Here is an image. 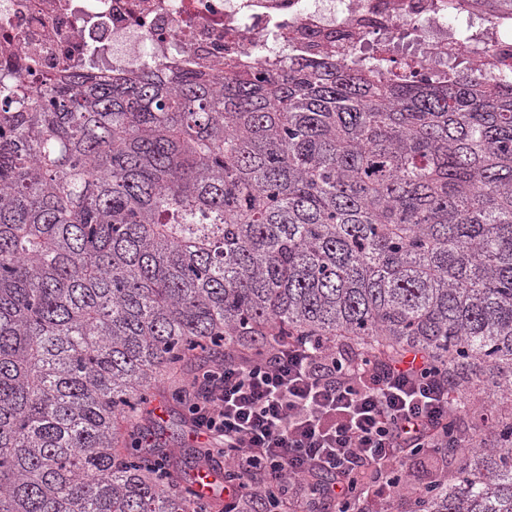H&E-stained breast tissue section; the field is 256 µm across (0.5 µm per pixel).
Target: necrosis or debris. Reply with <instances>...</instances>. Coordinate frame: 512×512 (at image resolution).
<instances>
[{
	"mask_svg": "<svg viewBox=\"0 0 512 512\" xmlns=\"http://www.w3.org/2000/svg\"><path fill=\"white\" fill-rule=\"evenodd\" d=\"M330 41L417 80L454 63L512 73V26L462 12L459 0H0V60L22 58L34 88L40 75L63 80L94 61L214 73L228 56L260 68Z\"/></svg>",
	"mask_w": 512,
	"mask_h": 512,
	"instance_id": "1",
	"label": "necrosis or debris"
}]
</instances>
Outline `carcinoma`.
Masks as SVG:
<instances>
[{
    "mask_svg": "<svg viewBox=\"0 0 512 512\" xmlns=\"http://www.w3.org/2000/svg\"><path fill=\"white\" fill-rule=\"evenodd\" d=\"M512 20V0H464ZM0 70V512H205L151 442L164 377L251 336L426 353L451 378L422 512H512V80L336 46L261 71Z\"/></svg>",
    "mask_w": 512,
    "mask_h": 512,
    "instance_id": "obj_1",
    "label": "carcinoma"
}]
</instances>
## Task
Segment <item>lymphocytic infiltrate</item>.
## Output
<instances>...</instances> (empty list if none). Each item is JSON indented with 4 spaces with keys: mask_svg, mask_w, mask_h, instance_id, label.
<instances>
[{
    "mask_svg": "<svg viewBox=\"0 0 512 512\" xmlns=\"http://www.w3.org/2000/svg\"><path fill=\"white\" fill-rule=\"evenodd\" d=\"M448 385L425 355L381 362L309 336L255 355L238 341L195 403V426L224 460V512L269 497L272 512H303L316 472L370 467L404 487L397 459L440 447Z\"/></svg>",
    "mask_w": 512,
    "mask_h": 512,
    "instance_id": "f902f5d3",
    "label": "lymphocytic infiltrate"
}]
</instances>
